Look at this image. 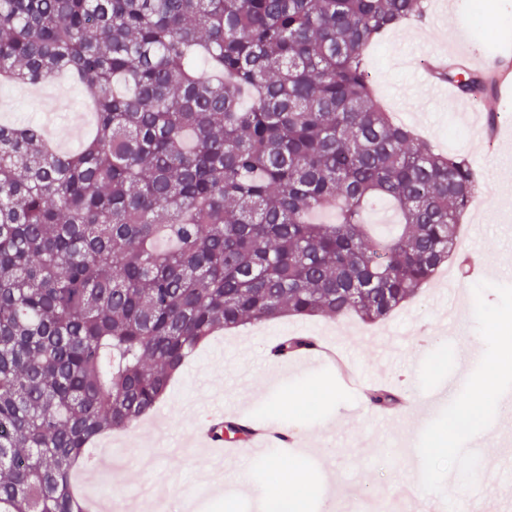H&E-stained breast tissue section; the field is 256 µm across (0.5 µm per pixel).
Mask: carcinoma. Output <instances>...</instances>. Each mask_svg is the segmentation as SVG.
Segmentation results:
<instances>
[{
    "label": "carcinoma",
    "mask_w": 512,
    "mask_h": 512,
    "mask_svg": "<svg viewBox=\"0 0 512 512\" xmlns=\"http://www.w3.org/2000/svg\"><path fill=\"white\" fill-rule=\"evenodd\" d=\"M426 15L425 0H0V83L64 77L94 114L77 153L0 121V512H86L73 474L91 443L150 416L213 334L375 324L433 280L478 175L393 121L366 58ZM440 78L493 92L482 73ZM377 201L398 215L389 239L368 231ZM313 347L288 336L272 355ZM247 433L224 420L226 439Z\"/></svg>",
    "instance_id": "carcinoma-1"
}]
</instances>
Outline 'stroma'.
<instances>
[{"label": "stroma", "mask_w": 512, "mask_h": 512, "mask_svg": "<svg viewBox=\"0 0 512 512\" xmlns=\"http://www.w3.org/2000/svg\"><path fill=\"white\" fill-rule=\"evenodd\" d=\"M437 9L424 22L391 32L373 44L367 60L374 88L387 110L443 152L468 156L486 186L488 203L470 211L457 234L453 253L467 256L483 270L481 277L462 278L448 265L433 283L405 303L380 325L357 318L283 317L224 332L199 348L172 381L170 391L153 415L136 425L103 436L128 461L121 468L106 466L98 446H91L85 477L77 487L85 497L106 496L112 512H124L139 488L152 482V471L138 459L152 455L157 469L167 475L169 512H182L184 499L195 500V512H254L250 498L239 491L249 483L271 489L278 473L298 468L306 479L302 496L305 512H323L325 501L335 512H350L365 496L385 498L393 488L415 477L411 449H422L424 485L467 484L479 469L503 475L492 493L501 506L512 505V461L496 446L478 448L448 433L445 418L457 417L472 405H481L479 419L490 423L499 412V392L512 385V365H498L500 347L495 337L512 336V100L499 106L504 136L484 144L451 104L432 99L418 86L409 107L399 106L393 87L410 83L438 48L463 41L474 50L482 45L471 28L474 0H436ZM33 97L22 86H0V121L27 123L36 113H51L55 122L45 131L56 147L79 151L92 134V124H79L90 106L80 90L60 97L56 85L42 87ZM483 224L486 234L472 238L471 227ZM459 311L448 319L449 303ZM327 336L342 343L355 376L360 380L383 373L385 381L402 388L422 404L420 410L384 422L368 399H356L336 384L330 367L298 363L281 369L264 357L273 338L292 333ZM478 346L482 360L495 363L494 373L479 367L467 370L468 382L453 390L446 402L425 406L424 398L447 382L457 370L461 347ZM222 405L225 416L284 424L301 436L302 451L271 449L244 464L226 461L214 467L205 449L193 446L192 432L204 414ZM155 468V469H156Z\"/></svg>", "instance_id": "obj_1"}]
</instances>
